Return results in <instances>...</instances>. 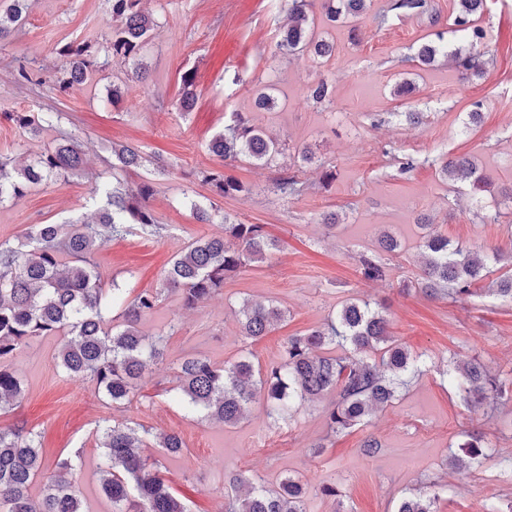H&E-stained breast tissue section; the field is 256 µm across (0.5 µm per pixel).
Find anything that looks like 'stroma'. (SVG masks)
Masks as SVG:
<instances>
[{"instance_id":"obj_1","label":"stroma","mask_w":512,"mask_h":512,"mask_svg":"<svg viewBox=\"0 0 512 512\" xmlns=\"http://www.w3.org/2000/svg\"><path fill=\"white\" fill-rule=\"evenodd\" d=\"M387 3L371 0L357 21L358 42L350 41L347 28L331 30L336 53L319 65L306 55L291 61L274 55L277 28L287 16L285 0H148L157 23L143 59L149 79L117 102L110 88L126 78L120 64L64 97L48 85L35 90L15 84L10 67L12 60H31L45 75L55 74L62 64L59 46L104 38L107 0H32L21 32L0 42V156L31 157L53 136L48 130L21 139L10 113L56 109L80 129L89 171L102 169L116 143L138 146L168 166L166 174L154 177L151 202L158 222L168 227L166 237L134 231L100 249L96 258L104 283L159 287L175 253L200 235L223 233L226 218L265 225L280 242L270 260L247 264L221 294L196 309H183L169 296L141 324L147 333L164 335L166 346L126 414L151 431L183 438L180 456L163 458L154 448L148 454L159 459L168 485L191 512H224V494L239 470L269 488L288 476L298 479L307 488L306 512H336L340 505L348 512H393L400 498L429 488L440 496L439 512H483L485 502L512 499V481L499 476L512 464V401L488 417L444 381L452 359L512 370V304L486 292L455 302L427 296L416 286L422 217L463 247L489 244L512 255V206L496 224L482 211L512 190V0H487L479 20L487 32L483 76L461 78L442 57L401 97L393 93L396 83L412 72L409 59L424 37L447 33L453 0H427L425 14L384 26L378 16ZM188 69L197 75V100L183 114L174 103ZM321 79L336 86L332 103L306 97L308 86ZM269 80L278 88L275 111H253L257 90ZM233 110L250 113L274 138L308 147L312 164L289 157L279 168L243 160L222 166L207 145ZM475 110L480 123L464 131ZM408 112L422 113V122L408 124ZM462 155L488 178L480 197L440 172L443 159ZM409 159L413 168L403 170ZM220 166L245 185L244 193H211L198 172ZM325 166L336 169L326 189L319 182ZM284 167L306 183L301 196L273 193ZM187 196L209 209L214 223L197 222L183 203ZM97 209L86 179L59 180L18 204L0 206V238L22 236L32 224L90 220ZM329 213L337 218L332 230L321 222ZM384 230L400 240L401 250L385 256V280L364 281L358 258L375 251ZM247 300L273 301L284 310V321L258 340L246 339L238 312ZM349 300L385 305L392 334L426 357L425 372L371 424L335 435L327 430L322 404H305L284 422L270 417L259 400L246 420L227 427L191 416L171 401L185 355L221 363L247 353L256 366L268 368L279 361L286 337L321 326ZM60 342L57 336L37 337L15 353L10 365L24 380L25 396L0 413V429L38 431L48 460L73 455L72 482L86 512H112L99 485L97 428L102 419L126 414L107 405L93 382L63 375L56 359ZM473 431L482 434L490 456L462 476L451 457ZM370 435L381 444L374 457L361 451ZM325 482L339 485L341 502L321 495Z\"/></svg>"}]
</instances>
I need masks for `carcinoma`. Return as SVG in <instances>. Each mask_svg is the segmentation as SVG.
Segmentation results:
<instances>
[{
    "label": "carcinoma",
    "instance_id": "obj_1",
    "mask_svg": "<svg viewBox=\"0 0 512 512\" xmlns=\"http://www.w3.org/2000/svg\"><path fill=\"white\" fill-rule=\"evenodd\" d=\"M111 25L101 46L84 41L67 43L58 49L64 64L54 76L53 89L66 95L78 85L106 71L112 63L130 64V83L147 79L142 58L155 25L141 8L142 0H108ZM486 0H454L448 16L450 32L458 34L469 48L455 49L462 78L480 76L486 61L480 46L487 33L478 25ZM320 7L325 19L350 27L367 8V0H288V26L279 34L275 53L284 59L305 53L317 58L331 54L333 46L316 36L313 8ZM426 0H389L380 14V23L389 16L418 15L426 10ZM29 0H9L0 9V41L18 32L25 23ZM445 46L426 41L412 61L418 67L434 65ZM15 82L42 86L39 70L18 62ZM181 95L175 103L180 112L190 111L196 100V74L187 70L181 77ZM335 87L325 80L308 89L312 100L332 102ZM259 110L276 107L274 88L257 91ZM62 112H13L11 120L23 137L36 138L53 129L54 139L34 158L11 164L0 158V205L16 204L27 194L52 180L83 177L91 193L103 202L93 222L33 224L14 240H0V411L19 402L25 392L23 381L10 368L9 359L35 337L66 333L58 352V364L66 375L89 380L111 405L131 403L149 366L163 358L166 338L142 331L141 322L159 306L162 297L174 294L182 306L193 309L224 289V281L234 277L247 262H264L278 249L262 224L224 221L221 235H202L174 256L162 278L161 287L141 290L128 301L114 283L104 287L95 255L108 241L122 238L132 227L148 237L161 238L165 227L157 223L151 199L150 179L130 183L127 174L143 166L141 151L132 145L111 149L107 168L89 173L85 168L84 139L78 129L61 127ZM285 147L264 135L244 112H230L224 131L215 135L208 151L228 165L242 159L263 166L278 165ZM441 174L452 182L467 181L473 192L487 181L475 162L466 156L450 158L440 166ZM200 177L213 194L231 197L246 187L222 168L203 169ZM305 189L294 172L282 171L273 183L281 197L298 196ZM419 250L423 256L417 285L429 295L446 294L454 301L477 293L476 285L491 280L488 292L512 302V274L500 270L503 255L497 248L464 249L423 224ZM378 252L363 255L359 272L367 281L385 278L387 267L379 253H395L400 242L383 232L377 240ZM285 317L272 302L245 301L241 309V332L257 339L274 329ZM341 355L329 353L331 348ZM422 373V358L389 331V320L381 307L351 300L345 302L327 322L306 333L288 337L281 361L266 370L254 366L247 356L219 365L199 354L184 356L177 372L180 400L191 412L226 426L245 418L248 406L263 397L270 414L279 419L306 401L333 396L325 412L330 433L370 422L376 410L396 400L401 388ZM448 385L463 400L494 411L512 392V379L488 369L478 360L448 362ZM99 447L103 448L99 467L101 490L112 502V512H190L161 475L159 462H148L143 449L148 445L180 455L185 444L179 434H151L130 418L105 419L98 426ZM463 456H454V467L462 472L480 466L489 457L482 436L469 434L459 444ZM70 455L49 464L43 458L39 435L25 428L0 429V512H83L73 484L66 478L72 470ZM50 472L41 495L33 499L34 480ZM232 484L248 488L245 497L225 495L224 512H306V488L294 478L282 479L275 489L253 484L245 471ZM438 495L417 493L402 498L394 512H438Z\"/></svg>",
    "mask_w": 512,
    "mask_h": 512
}]
</instances>
